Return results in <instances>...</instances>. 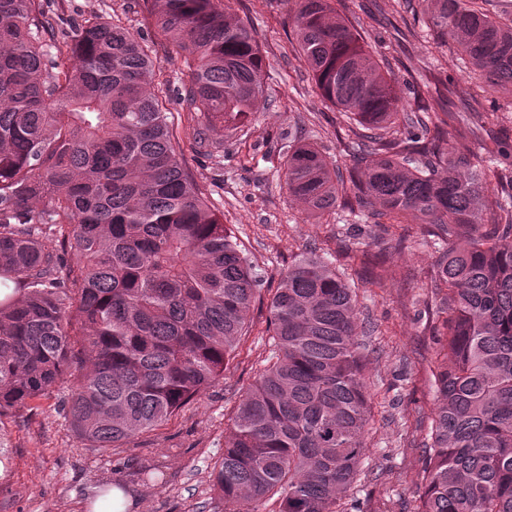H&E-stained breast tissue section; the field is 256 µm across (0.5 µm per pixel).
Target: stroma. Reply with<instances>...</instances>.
I'll return each mask as SVG.
<instances>
[{"instance_id": "35a3bbf8", "label": "stroma", "mask_w": 512, "mask_h": 512, "mask_svg": "<svg viewBox=\"0 0 512 512\" xmlns=\"http://www.w3.org/2000/svg\"><path fill=\"white\" fill-rule=\"evenodd\" d=\"M332 4L375 51L398 91L405 94L411 81L427 97L449 84L456 111L470 113L480 145L508 143L498 165L512 166V84L495 94L507 108L501 121L485 120L488 102L477 104L466 95L475 80L467 60L441 42L426 17L410 11L405 0ZM230 6L254 30L265 60V94L273 105L257 104L244 126L225 134L222 157L210 158L195 146L196 122L166 101L181 159L261 273L265 288L276 287L281 271L313 250L326 254L354 288L374 326L365 339L372 393L366 461L384 470L364 490V508L412 512L421 492L422 441L437 404L430 372L434 344L422 315L434 285L433 239L423 225L411 223L405 227L404 249H388L383 227L357 225L341 209L315 216L289 197L282 178L289 144H314L344 168L350 164L342 144L346 126L294 50L285 0H230ZM45 7L74 21L106 13L144 39L154 38L135 0H45ZM404 102L413 99L405 94ZM268 315L267 303L251 307L249 331L223 379L122 447L93 448L77 437L61 409L70 392L66 382L37 399L34 410L0 419V463L6 467L0 476V512H90L98 489L117 481L134 495L128 512H222L210 473L224 453V431L238 396L270 355ZM157 461L164 467L154 483L133 481L134 472Z\"/></svg>"}]
</instances>
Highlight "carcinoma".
Returning a JSON list of instances; mask_svg holds the SVG:
<instances>
[{"label":"carcinoma","mask_w":512,"mask_h":512,"mask_svg":"<svg viewBox=\"0 0 512 512\" xmlns=\"http://www.w3.org/2000/svg\"><path fill=\"white\" fill-rule=\"evenodd\" d=\"M188 69L182 110L214 156L264 97V57L226 0H139ZM495 87L512 82V21L476 0H417ZM297 51L354 126L342 174L288 147L284 185L308 211L341 204L366 224L433 226L429 314L437 407L415 512H512V169L471 146L448 95L391 78L331 0H293ZM112 17L81 23L43 0H0V418L72 379L64 412L93 448L167 421L224 378L260 278L173 143L169 80ZM497 190L488 194V171ZM272 350L239 397L212 483L226 512H365L371 390L361 311L325 257L284 270Z\"/></svg>","instance_id":"1"}]
</instances>
